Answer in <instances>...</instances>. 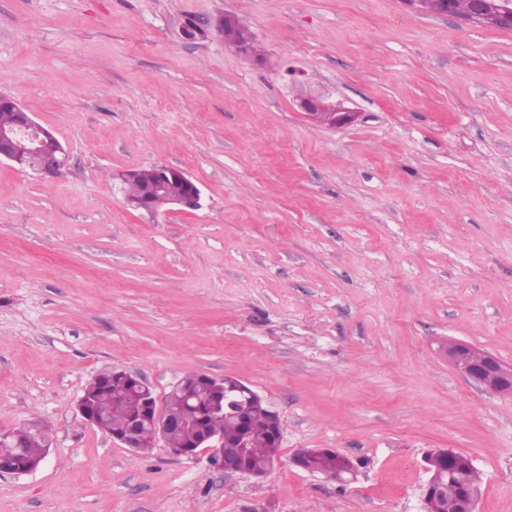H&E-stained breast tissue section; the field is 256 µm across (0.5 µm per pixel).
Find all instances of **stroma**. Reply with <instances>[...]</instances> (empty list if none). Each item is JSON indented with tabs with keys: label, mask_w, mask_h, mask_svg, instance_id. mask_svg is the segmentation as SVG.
Masks as SVG:
<instances>
[{
	"label": "stroma",
	"mask_w": 512,
	"mask_h": 512,
	"mask_svg": "<svg viewBox=\"0 0 512 512\" xmlns=\"http://www.w3.org/2000/svg\"><path fill=\"white\" fill-rule=\"evenodd\" d=\"M227 14L255 55L218 36ZM0 95L67 152L55 178L0 163V432L36 419L51 443L0 474V512H422L437 448L478 469L477 512H512V396L438 351L512 365V29L401 0H0ZM160 165L200 209L125 205L116 173ZM113 368L161 398L245 381L283 420L272 471L84 423ZM302 448L356 481L295 467ZM303 108L309 116L326 122L332 127L346 125L354 119L352 112H342L340 109L329 107L317 99H308L303 103ZM163 173H170L178 175L182 178L184 188L181 194L174 197H168L165 201L166 206L172 205L181 210H197L201 204V190L192 178L183 170L173 167L161 166L158 167ZM440 353L462 376L496 394L512 395V366L501 363L490 352L448 338L439 344ZM309 454L310 465L313 473H319L327 475L334 473L329 476V479L336 481L339 479L346 470L352 468L358 469L359 466L349 457L344 454H340L330 448H306ZM356 476V473H347L346 476L338 481L340 483L351 482Z\"/></svg>",
	"instance_id": "35a3bbf8"
}]
</instances>
